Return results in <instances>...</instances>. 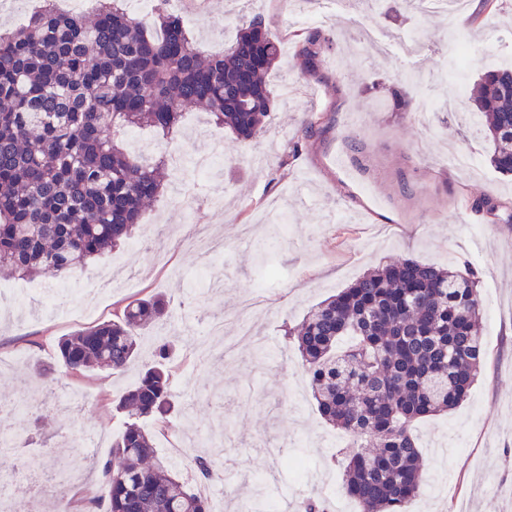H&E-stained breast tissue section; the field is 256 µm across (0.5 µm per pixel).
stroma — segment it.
<instances>
[{
	"instance_id": "stroma-1",
	"label": "stroma",
	"mask_w": 512,
	"mask_h": 512,
	"mask_svg": "<svg viewBox=\"0 0 512 512\" xmlns=\"http://www.w3.org/2000/svg\"><path fill=\"white\" fill-rule=\"evenodd\" d=\"M480 0L447 20L403 11L398 0H316L314 20L298 25L286 0H208L189 29L214 53L223 52L254 15L272 22L281 58L267 84L277 106L265 133L248 144L194 108L183 117L171 147L207 154L214 137L224 139L229 165L214 179L170 172L160 197L147 206L134 241L105 252L81 270V282L59 298L55 315L38 313L43 292L56 289L52 276H0V289L22 288L26 312L0 322V405L15 407L17 435L0 447V494L8 496L29 475L26 457L66 448L79 460L102 466L121 436L126 415L115 406L160 342L172 349L175 408L167 429L145 428L155 442L181 434L190 416L199 436L223 448L224 485L239 495L225 498L224 512H239L258 478L270 475L274 495L291 512L302 500L342 497L344 512H358L343 497L342 474L330 462L341 430L321 417L312 395L289 393L292 370L301 369L283 324L298 325L309 306L336 294L364 273L400 257L424 263L474 268L480 277L483 340L487 355L467 399L455 410L415 425L425 461V481L409 512H512V175L490 166L492 146L473 135L466 91L486 71L512 60V13L491 14L479 25L471 16ZM315 52V67H302L300 51ZM441 104L421 123L416 113L396 109L393 91ZM319 125L300 151H293L301 121ZM470 155L469 169L446 168L443 157ZM222 194L223 210L208 196ZM280 208L288 216L285 238L269 241L264 215ZM209 226L224 240L211 264L224 286L209 296L198 290L200 266L186 249L189 231ZM122 285L103 293L100 272ZM261 293L267 312L253 322L267 353L284 350L289 366L256 365L254 346L240 340L234 355L223 340L202 367L196 348L208 324L223 320L225 337L236 334L244 296ZM160 293L171 317L143 331L139 357L122 375L95 370L68 374L58 356L61 336L112 319L128 301ZM48 369L54 385L87 396L79 412L66 413L52 393L27 384L34 367ZM106 432L99 455L77 447L87 429Z\"/></svg>"
}]
</instances>
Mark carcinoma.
Masks as SVG:
<instances>
[{"instance_id":"1","label":"carcinoma","mask_w":512,"mask_h":512,"mask_svg":"<svg viewBox=\"0 0 512 512\" xmlns=\"http://www.w3.org/2000/svg\"><path fill=\"white\" fill-rule=\"evenodd\" d=\"M281 57L256 15L220 55L188 37L163 7L144 21L117 0L94 17L45 4L0 31V273L65 279L128 240L163 191L160 158L133 154L118 129L148 126L174 139L202 106L242 142L273 111L265 76ZM491 166L512 174V66L471 90ZM162 295L128 302L115 318L60 337L73 374L125 372L141 331L167 320ZM285 336L298 348L322 418L352 440L344 493L360 512H407L422 485L411 423L467 397L485 355L475 272L402 260L362 275L314 306ZM169 344L119 400L126 422L102 467L106 512H209L206 498L159 456L137 420L164 424L174 407ZM194 457L196 480L218 476Z\"/></svg>"}]
</instances>
